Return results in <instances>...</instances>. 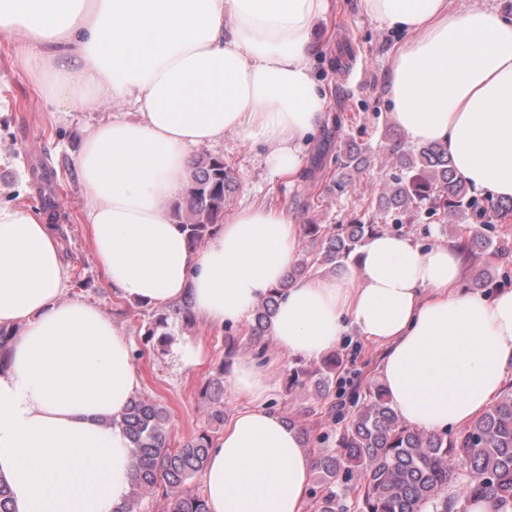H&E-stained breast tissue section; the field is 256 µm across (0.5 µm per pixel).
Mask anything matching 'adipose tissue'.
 <instances>
[{
  "mask_svg": "<svg viewBox=\"0 0 512 512\" xmlns=\"http://www.w3.org/2000/svg\"><path fill=\"white\" fill-rule=\"evenodd\" d=\"M334 0H0V36L21 34L19 63L61 112L113 115L84 139L92 257L120 296L191 305L212 326L243 322L282 281L271 336L315 360L356 330L382 350L378 378L407 425L464 427L512 376V288L465 290L461 243L423 247L379 233L334 277L287 275L301 227L254 203L190 249L170 204L192 154L225 133L264 145L294 178L326 119L310 67ZM403 32L386 96L411 141L443 145L477 194L512 197V19L454 0H360ZM69 272L43 214L0 205V326L18 328L0 369V480L14 512H120L134 478L121 425L140 386L130 338L68 293ZM226 378L245 399L213 442L208 512H304L315 451L267 407L276 375L250 360Z\"/></svg>",
  "mask_w": 512,
  "mask_h": 512,
  "instance_id": "adipose-tissue-1",
  "label": "adipose tissue"
}]
</instances>
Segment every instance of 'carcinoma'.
<instances>
[{
	"mask_svg": "<svg viewBox=\"0 0 512 512\" xmlns=\"http://www.w3.org/2000/svg\"><path fill=\"white\" fill-rule=\"evenodd\" d=\"M402 176L385 196L386 207L403 215L410 205L426 204L428 217L450 215L485 222L486 210L457 174L440 144L422 145L416 151L397 150ZM236 177L224 159L202 153L194 158L185 201L173 205L189 247L196 249L212 239L224 216V204L233 192ZM310 244L320 246V261L334 267L349 260L374 224L303 225ZM277 297L261 299L250 325L254 343L269 334ZM341 368L332 353L310 370L295 367L291 382L315 380L328 388ZM221 380L204 383L202 395L212 400L209 425L224 423ZM354 410L336 448L318 449L317 470L323 493L314 501V512H349L348 480L361 477L357 512H469L481 498L500 508H512V394L452 437L429 434L405 424L390 405L384 388L370 384L354 395ZM167 415L158 403L134 396L123 424L133 444L135 481L130 506L135 512L139 495L156 493L169 498V512H206L204 499L188 482L205 470L212 436L202 430L178 448L169 447ZM465 471L455 493L448 484Z\"/></svg>",
	"mask_w": 512,
	"mask_h": 512,
	"instance_id": "carcinoma-1",
	"label": "carcinoma"
}]
</instances>
